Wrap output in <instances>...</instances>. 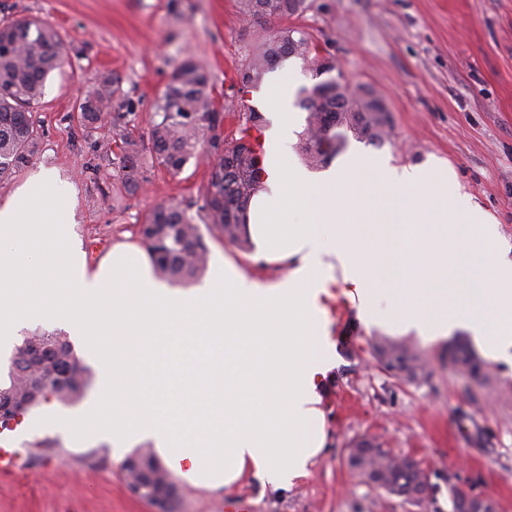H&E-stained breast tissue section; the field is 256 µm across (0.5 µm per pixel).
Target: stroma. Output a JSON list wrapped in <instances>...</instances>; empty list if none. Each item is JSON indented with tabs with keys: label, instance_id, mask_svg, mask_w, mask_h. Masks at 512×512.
Listing matches in <instances>:
<instances>
[{
	"label": "stroma",
	"instance_id": "35a3bbf8",
	"mask_svg": "<svg viewBox=\"0 0 512 512\" xmlns=\"http://www.w3.org/2000/svg\"><path fill=\"white\" fill-rule=\"evenodd\" d=\"M36 18L60 34L65 56L34 106L45 134L30 163L0 181V206L40 168L54 169L72 203L71 233L89 267L137 230L160 201H194L206 163L179 175L147 166L135 193L93 175L90 139L68 118L100 75L124 95L113 115L147 137L153 103L188 59L206 68L228 109L233 133L243 112H265L264 88L237 92V70L262 37L284 26L302 31L310 51L334 58L342 82L362 85L388 109L392 137L382 146L348 138L332 160L376 153L412 165L435 156L448 163L463 191L499 225L512 246V0H312L299 17L245 19L237 0H0V17ZM336 337V365L320 389L326 445L307 477L290 489L247 478L208 489L176 480L173 512H422L364 484L347 466L351 443L369 438L414 459L430 475L436 512H450V488L493 496L512 512V364L493 361L488 380L449 364V342L409 337L425 361L427 381L406 383L377 362L370 342L395 331L351 318ZM37 407L10 429L0 448H15L24 471L0 480V512H153L132 496L121 464L127 452L92 439L75 442L44 422Z\"/></svg>",
	"mask_w": 512,
	"mask_h": 512
}]
</instances>
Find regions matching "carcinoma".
<instances>
[{
  "mask_svg": "<svg viewBox=\"0 0 512 512\" xmlns=\"http://www.w3.org/2000/svg\"><path fill=\"white\" fill-rule=\"evenodd\" d=\"M239 12L247 17H298L310 8V0H238ZM309 43L301 31L283 27L258 42L247 62L238 70V92L256 85L266 71L293 56L309 60L316 82L299 89L298 104L307 112L299 150L312 167H324L339 153L347 134L373 146L391 137V123L382 99L365 86L343 92L330 86L321 58H308ZM64 61L63 40L53 27L38 20L0 19V179L30 163L41 127L33 106L43 96L48 75ZM120 88L104 76L81 98L79 126L86 135L99 131L94 148L101 167L112 168L116 181L129 192L140 188L141 168L146 161L177 175L192 160H208L210 172L200 190L202 204L164 201L152 207L139 230V243L163 279L188 284L208 264V247L197 221L220 229L222 237L240 247L248 246L244 215L251 197L260 187V150L257 133L265 118L253 110L245 113L233 134L224 132V105L217 102L211 74L189 60L170 76L157 96L155 119L148 140L118 129L108 110ZM196 213H190L192 208ZM33 343L43 351L34 356L25 375H10L0 386V395L28 403L32 409L52 399L69 405L80 401L91 386V369L77 356L60 332H34L23 337L20 347ZM372 348L378 360L394 375L410 382L425 380L429 373L420 355L405 343L376 338ZM462 371L475 378L486 375L488 366L464 343L452 348ZM349 469L363 482L388 494L403 497L428 487L426 473L412 459L400 458L369 443V450L349 452ZM121 467L127 484L139 483L146 494H171L170 474L150 450H137Z\"/></svg>",
  "mask_w": 512,
  "mask_h": 512,
  "instance_id": "carcinoma-1",
  "label": "carcinoma"
}]
</instances>
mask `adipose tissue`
I'll return each mask as SVG.
<instances>
[{
    "instance_id": "ef3b65f1",
    "label": "adipose tissue",
    "mask_w": 512,
    "mask_h": 512,
    "mask_svg": "<svg viewBox=\"0 0 512 512\" xmlns=\"http://www.w3.org/2000/svg\"><path fill=\"white\" fill-rule=\"evenodd\" d=\"M261 186L246 211L261 281L232 260L199 287L157 279L145 252L113 247L89 269L70 240L71 202L44 169L0 207V343L24 325H67L99 367L86 412L63 423L118 448H159L170 471L228 487L249 475L279 489L326 444L319 388L336 362L322 297L333 284L365 325L424 342L457 329L512 358V253L498 226L437 163L352 156L320 178L294 163L289 84L265 82Z\"/></svg>"
}]
</instances>
